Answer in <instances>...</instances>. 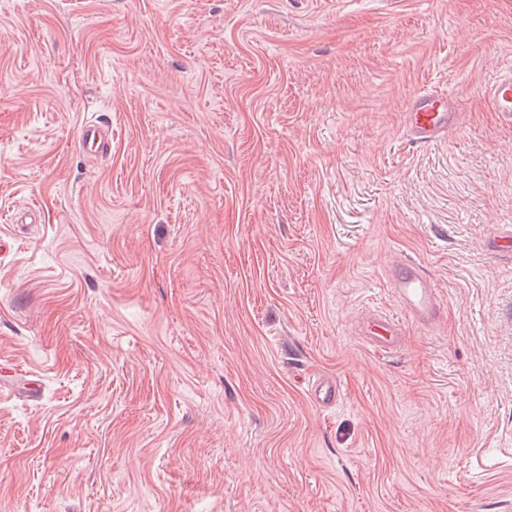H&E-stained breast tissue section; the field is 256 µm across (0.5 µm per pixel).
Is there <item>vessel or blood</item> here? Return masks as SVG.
<instances>
[{
	"mask_svg": "<svg viewBox=\"0 0 512 512\" xmlns=\"http://www.w3.org/2000/svg\"><path fill=\"white\" fill-rule=\"evenodd\" d=\"M494 111L512 121V68H507L487 90ZM464 115L454 98L444 92L421 93L409 103L404 114V129L410 141L426 145L447 137L459 129ZM391 287L396 302L413 322L425 329L433 328L442 318L444 306L431 278L417 264L400 261L391 271ZM361 333L380 353L396 351L402 342L403 331L399 323L386 316H371L361 325ZM41 383L37 375L19 365L0 367V393H23L34 396ZM314 402L331 407L341 399L337 383L316 380L311 385Z\"/></svg>",
	"mask_w": 512,
	"mask_h": 512,
	"instance_id": "b4317fda",
	"label": "vessel or blood"
}]
</instances>
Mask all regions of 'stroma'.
I'll return each mask as SVG.
<instances>
[{
  "label": "stroma",
  "instance_id": "obj_1",
  "mask_svg": "<svg viewBox=\"0 0 512 512\" xmlns=\"http://www.w3.org/2000/svg\"><path fill=\"white\" fill-rule=\"evenodd\" d=\"M510 66L512 0H0V512H512ZM488 100L494 110L505 119L512 121V68L509 67L497 77L487 89ZM463 122L464 114L458 110L454 98L439 91L418 94L404 114V129L416 145L441 140L459 129ZM390 280L396 302L413 322L424 329H432L441 320L443 303L421 266L399 261L393 265ZM361 333L380 353L396 351L402 342L403 331L399 323L387 316H370L361 325ZM41 389L40 379L34 373L22 369L18 364L8 368L0 367V393L12 395L24 393L34 396ZM311 395L314 402L332 407L340 401L341 389L337 383L318 379L311 385Z\"/></svg>",
  "mask_w": 512,
  "mask_h": 512
}]
</instances>
